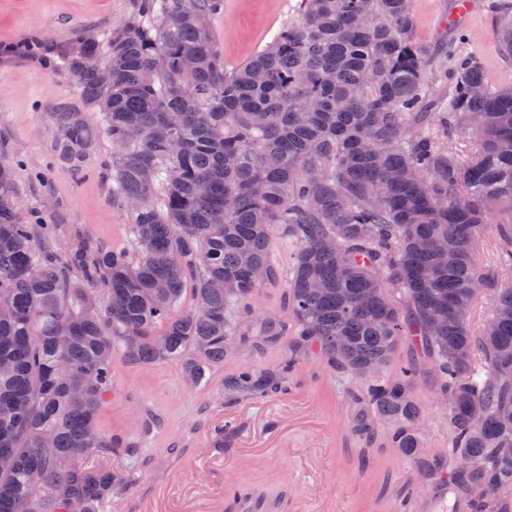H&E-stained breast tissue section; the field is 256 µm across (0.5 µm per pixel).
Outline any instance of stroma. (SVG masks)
<instances>
[{
    "label": "stroma",
    "instance_id": "1",
    "mask_svg": "<svg viewBox=\"0 0 512 512\" xmlns=\"http://www.w3.org/2000/svg\"><path fill=\"white\" fill-rule=\"evenodd\" d=\"M296 0H224L212 28L234 67L261 49L294 18ZM455 0H414L416 38L424 44L456 46L482 58L492 85L512 84V64L498 55L495 19L512 12V0H474L473 10L455 25ZM133 0H0V45L44 37L69 43L73 31L102 34L119 28L132 12ZM80 116L93 132L83 163L54 153L59 118ZM112 142L100 112L74 91L70 78L45 69L36 59L0 54V159L16 167L14 204L35 224L55 227L53 244L72 251L88 241L105 248L134 250L130 215L112 195L105 162ZM287 320L282 284L260 288L233 314L235 349L214 366L206 383L193 385L174 364L129 362L122 350L112 353V392L99 414L101 429L122 447L135 446L136 457L108 454L113 469L135 466V479L114 493L102 512H137L143 498L159 493L180 497L187 512H209L210 501L226 487L240 494L265 492L286 505L306 502L315 512L321 499L339 501L344 512H360L365 497L391 500L413 470L389 449L369 447L350 430L353 397L362 380L338 373L316 353L299 356L296 390L303 407L288 408L287 395L233 397L224 378L237 367H273L288 357L287 343L270 348L257 343L258 315ZM425 445L433 456L448 451V410L437 391L419 381ZM238 420L235 432L216 443L214 425Z\"/></svg>",
    "mask_w": 512,
    "mask_h": 512
}]
</instances>
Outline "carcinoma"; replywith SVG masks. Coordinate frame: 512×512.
<instances>
[{
  "label": "carcinoma",
  "mask_w": 512,
  "mask_h": 512,
  "mask_svg": "<svg viewBox=\"0 0 512 512\" xmlns=\"http://www.w3.org/2000/svg\"><path fill=\"white\" fill-rule=\"evenodd\" d=\"M223 10L135 0L110 33L24 47L105 116L112 195L138 255L37 247L0 160V512H101L132 483L104 461L112 440L97 425L112 349L201 382L224 362L234 306L278 279L279 231L295 242L291 356L239 367L224 391H286L311 348L357 378L372 368L352 431L427 479L447 473L457 500L512 512L500 459L512 453V279L481 258L491 239L512 271V85L491 86L475 55L450 67L447 47L421 44L412 0H297L296 19L231 69L211 27ZM496 31L512 62V12ZM91 136L72 123L56 142L70 151ZM484 296L493 308L478 325ZM260 327L265 344L281 336L274 318ZM402 342L448 402L446 459L420 452V368L392 365Z\"/></svg>",
  "instance_id": "obj_1"
}]
</instances>
